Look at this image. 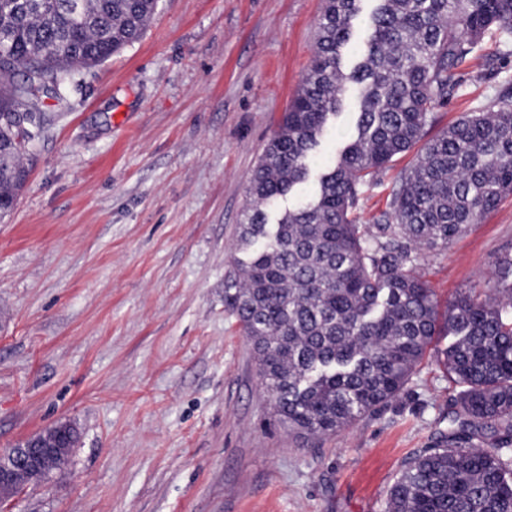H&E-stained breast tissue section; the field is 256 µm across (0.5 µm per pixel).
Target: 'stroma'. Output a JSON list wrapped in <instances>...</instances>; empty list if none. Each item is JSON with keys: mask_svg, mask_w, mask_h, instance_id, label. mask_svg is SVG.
<instances>
[{"mask_svg": "<svg viewBox=\"0 0 512 512\" xmlns=\"http://www.w3.org/2000/svg\"><path fill=\"white\" fill-rule=\"evenodd\" d=\"M322 0H158L143 36L80 71L0 218V448L67 423L48 478L0 512H384L408 459L448 426L429 352L406 391L305 441L273 415L224 306L246 185L315 51ZM512 100L486 43L432 112L437 135ZM414 153L360 195L389 207ZM512 247V195L431 255L439 305L488 287Z\"/></svg>", "mask_w": 512, "mask_h": 512, "instance_id": "1", "label": "stroma"}]
</instances>
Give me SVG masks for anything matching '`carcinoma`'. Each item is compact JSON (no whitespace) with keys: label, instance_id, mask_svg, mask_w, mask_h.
Segmentation results:
<instances>
[{"label":"carcinoma","instance_id":"obj_1","mask_svg":"<svg viewBox=\"0 0 512 512\" xmlns=\"http://www.w3.org/2000/svg\"><path fill=\"white\" fill-rule=\"evenodd\" d=\"M324 0L316 50L247 184L224 304L254 347L274 414L301 436H331L406 388L437 336L456 391L448 428L406 463L386 512H512V254L494 287L438 309L416 272L512 194V103L425 128L486 39L512 55V0ZM157 0H0V217L25 186L46 100L65 75L135 43ZM354 46V62L345 51ZM34 115L24 140L8 122ZM353 132L321 164L327 131ZM419 147L389 210L363 224L359 194ZM301 196L275 223L264 206Z\"/></svg>","mask_w":512,"mask_h":512}]
</instances>
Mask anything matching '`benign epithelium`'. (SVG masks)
<instances>
[{
	"label": "benign epithelium",
	"instance_id": "1",
	"mask_svg": "<svg viewBox=\"0 0 512 512\" xmlns=\"http://www.w3.org/2000/svg\"><path fill=\"white\" fill-rule=\"evenodd\" d=\"M71 428L57 425L14 448L0 449V495L7 496L43 479L54 460L69 449Z\"/></svg>",
	"mask_w": 512,
	"mask_h": 512
}]
</instances>
